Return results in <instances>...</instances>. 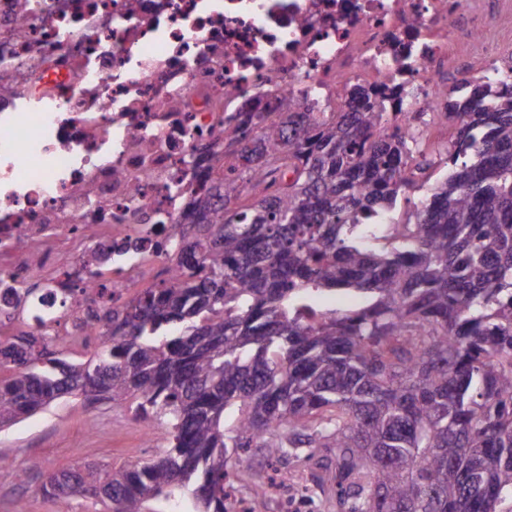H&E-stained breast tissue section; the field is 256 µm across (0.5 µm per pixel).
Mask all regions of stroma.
I'll return each instance as SVG.
<instances>
[{
  "mask_svg": "<svg viewBox=\"0 0 512 512\" xmlns=\"http://www.w3.org/2000/svg\"><path fill=\"white\" fill-rule=\"evenodd\" d=\"M166 443L165 428L136 416L131 407L89 406L80 396L60 398L0 431V512H16L20 504L25 512H106L88 495L53 499L41 488L49 474L89 462L105 466L142 462ZM230 463L237 474V498L250 499L257 481L269 482L264 512H284L285 490L271 482L277 473L300 477L303 488L295 494L297 512H337L335 501L317 487L319 470L306 453L271 460L253 448ZM21 468L27 471L23 480L17 476Z\"/></svg>",
  "mask_w": 512,
  "mask_h": 512,
  "instance_id": "35a3bbf8",
  "label": "stroma"
}]
</instances>
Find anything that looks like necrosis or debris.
Returning a JSON list of instances; mask_svg holds the SVG:
<instances>
[{
    "label": "necrosis or debris",
    "mask_w": 512,
    "mask_h": 512,
    "mask_svg": "<svg viewBox=\"0 0 512 512\" xmlns=\"http://www.w3.org/2000/svg\"><path fill=\"white\" fill-rule=\"evenodd\" d=\"M502 0H0V279L49 278L46 332L98 333L100 306L169 262L155 243L192 220L189 201L224 156V119L353 112L383 99L386 127L441 117L457 46L482 82L512 69L491 17ZM123 242L108 282L81 264ZM39 259L23 260L30 249Z\"/></svg>",
    "instance_id": "4bbe7bcc"
}]
</instances>
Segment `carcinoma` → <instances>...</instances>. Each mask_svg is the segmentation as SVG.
<instances>
[{"instance_id": "cac0c4a2", "label": "carcinoma", "mask_w": 512, "mask_h": 512, "mask_svg": "<svg viewBox=\"0 0 512 512\" xmlns=\"http://www.w3.org/2000/svg\"><path fill=\"white\" fill-rule=\"evenodd\" d=\"M446 178L390 221L428 167L382 105L319 120L241 112L236 163L171 224L166 278L102 310L100 352L0 342V429L66 395L130 404L169 444L120 468L67 472L73 493L144 512L187 491L232 512L228 453L331 448L343 512H497L512 500V97L461 82ZM352 294L345 311L317 308Z\"/></svg>"}]
</instances>
